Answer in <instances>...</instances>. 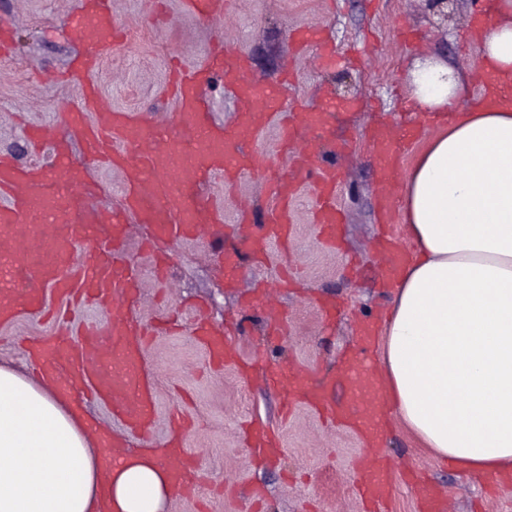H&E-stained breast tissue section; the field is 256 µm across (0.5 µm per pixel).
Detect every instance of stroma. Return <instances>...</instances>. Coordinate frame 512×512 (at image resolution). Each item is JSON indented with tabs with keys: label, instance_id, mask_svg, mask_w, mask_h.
Returning a JSON list of instances; mask_svg holds the SVG:
<instances>
[{
	"label": "stroma",
	"instance_id": "stroma-1",
	"mask_svg": "<svg viewBox=\"0 0 512 512\" xmlns=\"http://www.w3.org/2000/svg\"><path fill=\"white\" fill-rule=\"evenodd\" d=\"M76 2L0 0V23L13 26L16 44L13 56L0 57V151L29 160L22 121L55 125L77 103L76 84L62 78L79 52L66 31ZM163 2L164 21L156 19L152 0H112L127 38L104 55L93 75L104 104L171 117V62L192 69L206 61L217 26L185 15L180 0ZM477 6L478 0H455L442 22L424 0H228L220 26L224 42L246 56L250 80L265 85L291 71L295 79L286 87V107L300 102L311 112L318 102L337 103L319 147L323 160L341 172L336 202L346 216L344 247L331 251L320 245L311 220L315 201L305 186L296 202L292 247L271 245L266 259L256 261L232 233L242 204H249L258 221L270 204L261 179L249 173L231 193L218 182L208 186V193L224 203V223L213 227L211 236L167 242L172 256L168 284L155 281L148 258L130 245V261L145 282L142 319L175 312L182 321L179 332L154 337L148 349L158 381L152 444L162 445L172 414L184 413L196 423L187 445L204 477L196 497H171L166 512H362L354 495L361 441L353 432L326 428L304 405L282 415L284 393L270 383L269 372L295 363L310 383L325 390L330 408H343L338 359L356 345L357 323L384 311L379 261L371 250L381 224L376 157L365 133L375 124L402 126L410 120L409 71L427 56L445 60L464 75L460 103L469 106L480 91L476 75L481 60L477 40H465L464 32ZM307 26L322 28L333 40L335 65H320L315 52L298 50L294 33ZM219 240L225 252L237 257V288L226 287L224 266L211 254ZM286 266L297 270V287H280ZM259 282L272 290L286 322L285 335L270 349L265 346V303L254 294ZM195 300L204 303L211 322L224 328L245 356H257L248 381L229 367L209 369L191 334L189 304ZM320 301L335 303L333 322L322 320L316 307ZM51 330V323L26 313L0 323V365L27 371L16 337L36 338ZM249 418L278 432L284 455L277 464L256 466L241 443L239 428ZM384 441L397 479L386 512H417L414 492L403 481L413 470L440 488L441 512H512V479L493 490L478 477L440 465L415 448L397 421Z\"/></svg>",
	"mask_w": 512,
	"mask_h": 512
}]
</instances>
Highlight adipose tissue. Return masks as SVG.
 Masks as SVG:
<instances>
[{
  "label": "adipose tissue",
  "instance_id": "adipose-tissue-1",
  "mask_svg": "<svg viewBox=\"0 0 512 512\" xmlns=\"http://www.w3.org/2000/svg\"><path fill=\"white\" fill-rule=\"evenodd\" d=\"M512 87V16L480 39ZM441 60L412 72L416 107L439 123L402 184L413 255L378 327L379 376L412 439L459 472H512V96L459 104ZM455 110L454 121L443 118ZM86 421L54 387L0 366V512H164L172 489L156 456L113 470Z\"/></svg>",
  "mask_w": 512,
  "mask_h": 512
}]
</instances>
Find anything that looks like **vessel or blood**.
<instances>
[{
    "instance_id": "vessel-or-blood-1",
    "label": "vessel or blood",
    "mask_w": 512,
    "mask_h": 512,
    "mask_svg": "<svg viewBox=\"0 0 512 512\" xmlns=\"http://www.w3.org/2000/svg\"><path fill=\"white\" fill-rule=\"evenodd\" d=\"M183 6L187 14L204 22L216 23L224 17V0H183ZM68 32L84 48L69 73L82 86L80 109L67 113L61 125L24 128L30 148L49 153V163L23 165L11 155L0 154V259L10 262L15 297L13 306L0 307V320L25 310L44 312L51 296L106 313L107 321L75 333L57 325L40 341L27 343L25 350L38 372L64 389L74 405L81 407L92 400L106 404L131 435L145 439L155 422L156 378L147 361L150 333L135 311L141 279L126 258L129 222L151 225L152 237L142 241L141 248L152 254L157 278L166 279L170 259L155 253L154 242L194 240L209 225L223 223V204L211 195L198 194L197 188L216 181L230 188L243 173L266 174L273 165L271 157L257 155L250 145L273 121L280 128L279 150L291 154L292 169L272 180L266 222L247 239L253 253L266 254L274 243L289 248L294 205L305 183L316 197L313 223L319 224L326 246H338L343 222L336 204L339 177L334 168L316 165L311 143L293 142L298 132L317 133L322 113L284 110L274 102L269 88L247 79L240 52L223 46L210 53L205 65L174 71L169 88L176 112L172 123L160 124L127 109L105 106L91 79L103 53L120 38L112 0H77ZM216 78L223 81L237 106L236 121L230 127L211 116L207 90ZM75 138L82 143L87 166L120 173L119 206L103 203L101 184L87 180L84 168L73 164L71 141ZM370 143L378 156L379 210L391 220L401 205L397 186L405 155L414 143L413 130L377 127ZM378 249L384 256V279L394 280L406 260L405 251L388 237L379 238ZM192 328L211 365L233 367L240 378H247L251 363L223 330L200 317ZM371 332V321H363L358 345L345 360L350 406L329 416L331 423L357 433L365 447L357 494L370 510L389 502L395 493L393 463L383 448L385 395L368 362ZM270 376L285 388L286 407L302 400L317 409L325 402L324 394L297 366L272 369ZM173 429L175 438L159 452L174 492L181 495L191 490L199 474L189 461L184 422L174 421ZM242 433L258 460L273 461L282 451L278 437L252 424H245Z\"/></svg>"
}]
</instances>
